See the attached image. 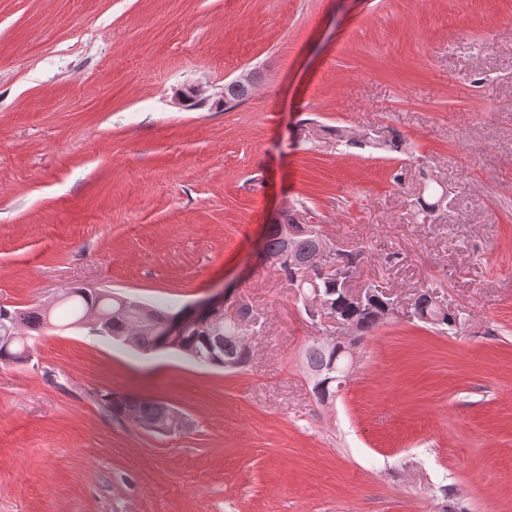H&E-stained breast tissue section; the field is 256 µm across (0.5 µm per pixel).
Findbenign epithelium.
Wrapping results in <instances>:
<instances>
[{
    "mask_svg": "<svg viewBox=\"0 0 512 512\" xmlns=\"http://www.w3.org/2000/svg\"><path fill=\"white\" fill-rule=\"evenodd\" d=\"M281 236L284 242V252L292 260V267L296 275L304 280L310 278H331L341 285L348 297L355 302L363 301L364 289L353 287V276L333 262L336 254V245L327 239L314 224L297 221L295 224L280 225ZM306 234L312 237L313 244L310 250L299 252L296 246V237ZM226 298L220 293L212 296L197 305L185 310L178 317L158 326L153 321L152 309L143 303L119 301L112 311V316L118 318H135L150 335L155 337V344L161 349H172L183 340V337L203 324H208L217 331H224V324L228 323L236 331H242L246 326L248 309H238L237 316L228 318L224 316ZM109 316L90 312L80 322L92 332L100 334L107 329ZM327 348L348 354L346 368L352 369L356 364V333L353 329L344 326L336 329V336L321 341ZM127 421L147 432L183 431L190 427V422L182 413L160 400L157 406V415L152 420H143L139 417L137 407L131 406L127 412Z\"/></svg>",
    "mask_w": 512,
    "mask_h": 512,
    "instance_id": "1",
    "label": "benign epithelium"
}]
</instances>
